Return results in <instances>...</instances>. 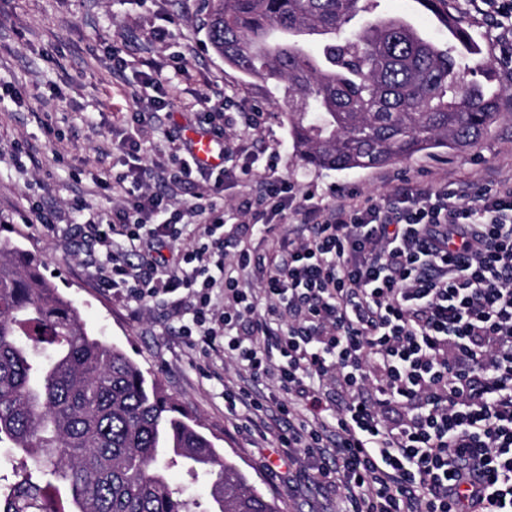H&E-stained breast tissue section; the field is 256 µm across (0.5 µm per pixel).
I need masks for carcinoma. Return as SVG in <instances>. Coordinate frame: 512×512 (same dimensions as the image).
<instances>
[{
	"mask_svg": "<svg viewBox=\"0 0 512 512\" xmlns=\"http://www.w3.org/2000/svg\"><path fill=\"white\" fill-rule=\"evenodd\" d=\"M449 29L448 0H421ZM376 0H206V36L224 63L272 81L301 159L334 170L474 146L500 95L465 77L456 55ZM0 459L15 480L0 512H279L121 348L92 336L71 300L21 247L0 242ZM209 478L205 500L169 470Z\"/></svg>",
	"mask_w": 512,
	"mask_h": 512,
	"instance_id": "obj_1",
	"label": "carcinoma"
}]
</instances>
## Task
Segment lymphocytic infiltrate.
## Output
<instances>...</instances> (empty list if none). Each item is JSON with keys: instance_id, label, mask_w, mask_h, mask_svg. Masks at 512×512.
Segmentation results:
<instances>
[{"instance_id": "1", "label": "lymphocytic infiltrate", "mask_w": 512, "mask_h": 512, "mask_svg": "<svg viewBox=\"0 0 512 512\" xmlns=\"http://www.w3.org/2000/svg\"><path fill=\"white\" fill-rule=\"evenodd\" d=\"M146 182L139 165L113 176L122 204L94 222L106 281L138 304L190 298L184 335L251 381L224 389L238 426L306 462L340 512H512V178L333 210L268 182L239 216L262 236L297 216V237L228 262L214 214L174 263L165 249L206 207ZM117 237L139 251L112 253Z\"/></svg>"}]
</instances>
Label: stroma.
Returning a JSON list of instances; mask_svg holds the SVG:
<instances>
[{"mask_svg":"<svg viewBox=\"0 0 512 512\" xmlns=\"http://www.w3.org/2000/svg\"><path fill=\"white\" fill-rule=\"evenodd\" d=\"M492 63V90L500 94L499 117L473 148L450 154L421 153L368 169H318L297 154L288 122L274 103L272 83L225 65L209 46L202 0H0V83L12 86L19 101L0 99V240L9 239L44 262L61 292L79 309L87 329L126 351L165 394L195 416L225 457L280 512H336L335 493L289 465L272 441L239 431L224 406V355L191 347L181 327L185 310L172 308L171 296L147 306L130 304L104 281L105 250L93 227L79 224L70 205L82 199L98 209L113 206L111 190L96 179L111 180L123 165L100 152L126 131L133 112H141L153 146L145 165L165 162L169 141L204 126L200 92L223 103L228 112H263L255 130L238 126L228 134L233 146L258 155L262 166L242 173L235 159L214 172L208 198L225 212L260 183L285 178L297 195L336 207L352 196L387 198L403 183L430 188L484 181L490 172L512 176V67L503 62L483 20L465 0H451ZM376 16L406 20L432 41L449 45L448 30L419 0H380ZM173 30L188 51L182 71L168 66L175 45L151 39L154 27ZM118 45L129 65L116 70L108 53ZM164 64L181 98L172 111L151 107L153 94L141 73L150 63ZM278 156L277 167L265 166ZM51 217L53 231L36 224Z\"/></svg>","mask_w":512,"mask_h":512,"instance_id":"35a3bbf8","label":"stroma"}]
</instances>
